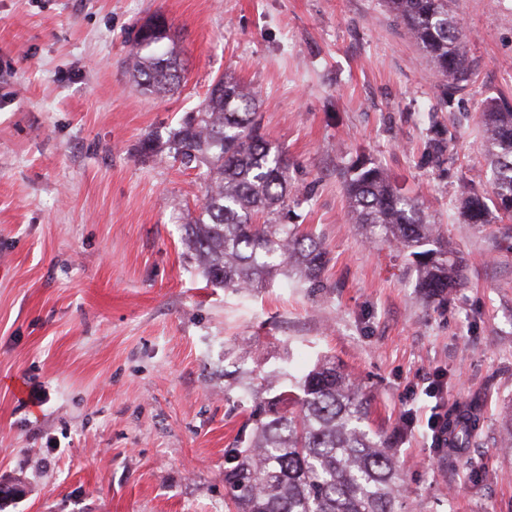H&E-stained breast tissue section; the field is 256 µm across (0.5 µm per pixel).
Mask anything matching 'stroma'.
<instances>
[{
	"instance_id": "1",
	"label": "stroma",
	"mask_w": 512,
	"mask_h": 512,
	"mask_svg": "<svg viewBox=\"0 0 512 512\" xmlns=\"http://www.w3.org/2000/svg\"><path fill=\"white\" fill-rule=\"evenodd\" d=\"M157 12L185 68L164 95L126 72ZM459 19L473 77L443 172L422 162L439 78L383 0H0V483L24 489L0 512H226L242 386L324 355L375 428L409 423L394 451L411 512H512V222L463 223L456 196L461 177L488 187L479 111L512 97V0H460ZM225 73L259 94L288 155L290 220L329 258L319 286L210 285L181 241L201 179L136 152ZM360 157L462 252L450 302H425L402 254L349 223L338 172ZM437 376L445 405L483 400L455 460L431 445Z\"/></svg>"
}]
</instances>
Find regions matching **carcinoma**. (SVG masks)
I'll return each mask as SVG.
<instances>
[{
  "label": "carcinoma",
  "instance_id": "carcinoma-1",
  "mask_svg": "<svg viewBox=\"0 0 512 512\" xmlns=\"http://www.w3.org/2000/svg\"><path fill=\"white\" fill-rule=\"evenodd\" d=\"M418 49L441 76L439 106L428 114L431 138L425 157L440 168L454 163L455 108L471 69L458 18V0H384ZM150 16L135 31L128 59L135 82L158 92L182 80L179 41ZM257 94L223 75L195 112L163 141L149 135L139 152H164L199 171L206 187L200 212L184 225V243L214 286L250 292L270 276L297 269L316 284L327 264L320 241L280 213L290 188L285 151L261 133ZM490 190L459 183L457 200L467 224L512 218V102L486 101L480 114ZM341 184L350 223L369 242L402 250L416 287L445 301L466 279V263L448 247L441 228L427 221L417 197L402 191L379 165L360 160L343 168ZM250 435L224 452L227 512H402L401 475L390 452L393 437L369 424L368 401L336 361L325 357L297 383L272 397L248 388ZM479 402L448 408L438 428L448 431L442 452L460 456L481 429Z\"/></svg>",
  "mask_w": 512,
  "mask_h": 512
}]
</instances>
